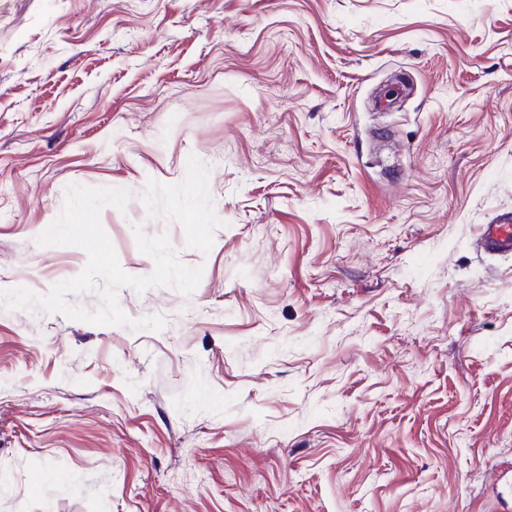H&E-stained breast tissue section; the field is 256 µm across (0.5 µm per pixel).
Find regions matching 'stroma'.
Instances as JSON below:
<instances>
[{
	"instance_id": "35a3bbf8",
	"label": "stroma",
	"mask_w": 512,
	"mask_h": 512,
	"mask_svg": "<svg viewBox=\"0 0 512 512\" xmlns=\"http://www.w3.org/2000/svg\"><path fill=\"white\" fill-rule=\"evenodd\" d=\"M211 169L162 329L0 302V512H512V0H0V291L70 185ZM480 240L488 252L512 253V213L502 214L495 223L483 225Z\"/></svg>"
}]
</instances>
